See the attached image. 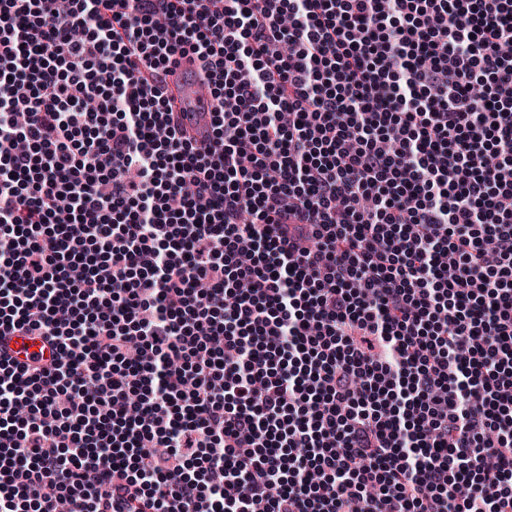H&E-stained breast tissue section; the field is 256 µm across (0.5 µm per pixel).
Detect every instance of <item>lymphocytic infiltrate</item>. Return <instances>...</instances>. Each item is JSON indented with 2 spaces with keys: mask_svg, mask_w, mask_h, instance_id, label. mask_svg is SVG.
Wrapping results in <instances>:
<instances>
[{
  "mask_svg": "<svg viewBox=\"0 0 512 512\" xmlns=\"http://www.w3.org/2000/svg\"><path fill=\"white\" fill-rule=\"evenodd\" d=\"M511 43L512 0H0V512H512ZM207 82L206 73L190 57L181 60L171 77L170 89L176 98L174 112H182L184 101L192 99L195 107L189 112H211L212 102L202 90ZM44 342L36 336H11L9 341V352L12 356L20 360L26 356L39 354Z\"/></svg>",
  "mask_w": 512,
  "mask_h": 512,
  "instance_id": "1",
  "label": "lymphocytic infiltrate"
}]
</instances>
